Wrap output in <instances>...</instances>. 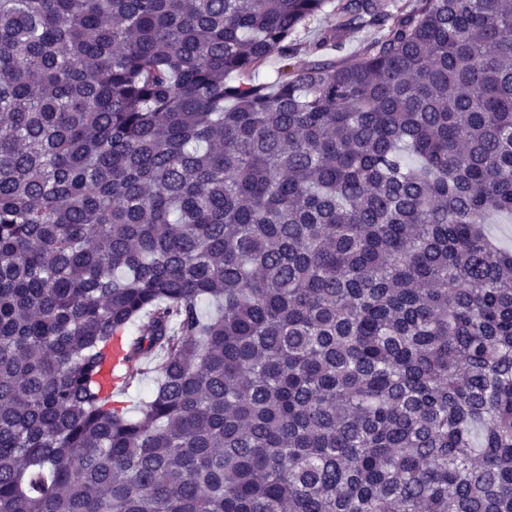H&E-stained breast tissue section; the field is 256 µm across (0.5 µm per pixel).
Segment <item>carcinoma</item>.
<instances>
[{
  "label": "carcinoma",
  "mask_w": 512,
  "mask_h": 512,
  "mask_svg": "<svg viewBox=\"0 0 512 512\" xmlns=\"http://www.w3.org/2000/svg\"><path fill=\"white\" fill-rule=\"evenodd\" d=\"M329 3L0 0V512H512V0ZM328 18L326 15H320L314 20L308 22L305 26H301L296 33V40L293 42L296 44L298 49L300 50L299 59H311V56L308 54V49L310 46H314L317 41L318 29L321 27V24Z\"/></svg>",
  "instance_id": "obj_1"
}]
</instances>
